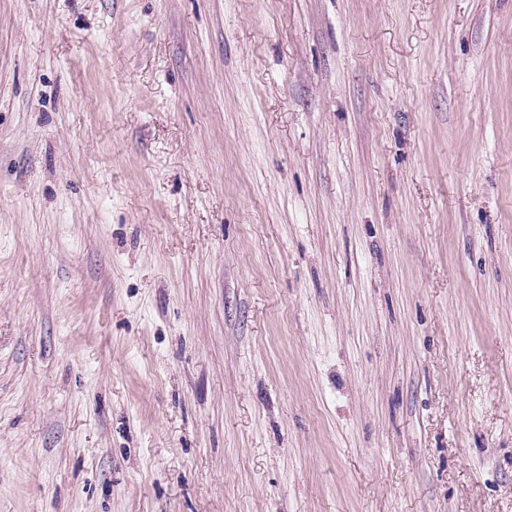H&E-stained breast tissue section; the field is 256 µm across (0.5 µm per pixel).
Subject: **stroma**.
Instances as JSON below:
<instances>
[{"label":"stroma","mask_w":512,"mask_h":512,"mask_svg":"<svg viewBox=\"0 0 512 512\" xmlns=\"http://www.w3.org/2000/svg\"><path fill=\"white\" fill-rule=\"evenodd\" d=\"M0 512H512V0H0Z\"/></svg>","instance_id":"obj_1"}]
</instances>
